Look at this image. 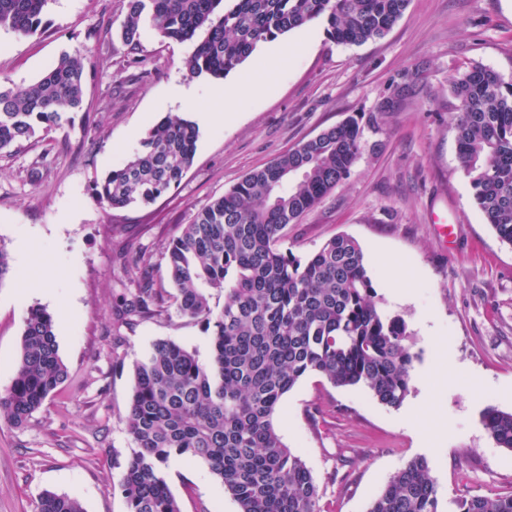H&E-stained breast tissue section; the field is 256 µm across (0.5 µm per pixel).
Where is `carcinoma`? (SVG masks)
I'll return each instance as SVG.
<instances>
[{
  "label": "carcinoma",
  "instance_id": "cac0c4a2",
  "mask_svg": "<svg viewBox=\"0 0 512 512\" xmlns=\"http://www.w3.org/2000/svg\"><path fill=\"white\" fill-rule=\"evenodd\" d=\"M48 0H0V29L28 37L42 29ZM409 0H125L120 37L137 50L144 23L164 39L192 45L190 78H221L263 42L321 20L328 38L356 45L381 38ZM85 56L62 54L39 80H0V151L60 125L84 102ZM462 167L475 200L501 240L512 245V80L473 65L451 82ZM198 132L169 116L141 148L95 183L110 209L148 204L180 184L192 165ZM359 129L328 128L266 167L247 174L197 212L167 247L170 294L178 311L212 330L208 362L172 340H159L133 362L125 412L134 448L119 480L128 512H181L165 467L173 457L201 460L224 484L239 512H322L319 490L301 455L274 419L284 396L307 374L335 387L362 386L382 405L406 400L414 355L405 320L382 309L359 243L329 239L300 258L283 250L285 228L350 172ZM224 293L222 308L209 290ZM138 289L128 312L152 314L163 302ZM67 378L54 316L32 307L24 319L15 377L0 391V420L20 426ZM482 424L512 451V411L488 408ZM451 512H512V494L454 500ZM38 512H84L67 495L44 492ZM367 512H443L424 457L410 460Z\"/></svg>",
  "mask_w": 512,
  "mask_h": 512
}]
</instances>
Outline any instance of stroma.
I'll return each mask as SVG.
<instances>
[{"label":"stroma","instance_id":"35a3bbf8","mask_svg":"<svg viewBox=\"0 0 512 512\" xmlns=\"http://www.w3.org/2000/svg\"><path fill=\"white\" fill-rule=\"evenodd\" d=\"M124 0H50L43 28L0 30V77L39 80L66 51L85 56V109L0 152V390L15 373L30 307L56 319L68 377L22 427L0 423V512H37L44 491L85 512H128L118 489L133 443L124 420L132 365L168 339L211 356L212 336L172 300L153 315H124L140 285L172 293L166 249L194 213L250 172L345 120L359 127L349 176L286 230L296 256L345 234L361 245L377 300L400 315L415 356L402 404L312 373L276 416L305 460L322 512H366L389 478L424 457L442 502L512 493V451L497 447L481 414L512 411V245L487 224L458 152L449 85L481 64L512 79V0H410L383 38L329 41L315 21L261 43L223 79L255 62L274 77L239 98L232 118L211 96L214 78L187 79V45L143 28L141 64L117 37ZM290 46L280 57V46ZM411 95L389 110L397 85ZM217 112L198 128L180 184L149 205L110 209L93 183L139 149L166 115L195 120L185 96ZM40 279L46 292L29 289ZM167 481L181 512H238L206 464L172 458Z\"/></svg>","mask_w":512,"mask_h":512}]
</instances>
